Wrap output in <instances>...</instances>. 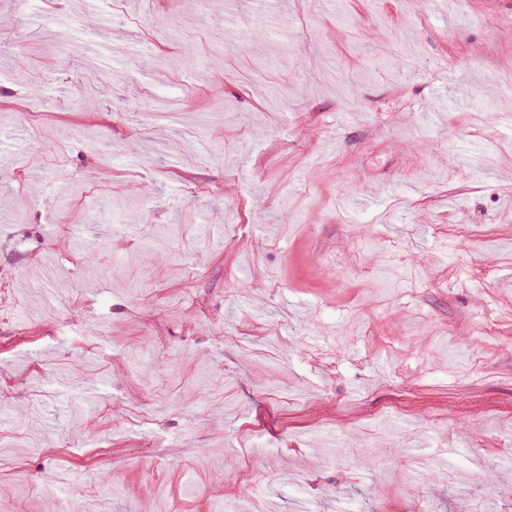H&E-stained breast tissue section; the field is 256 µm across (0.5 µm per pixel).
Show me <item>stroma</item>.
Masks as SVG:
<instances>
[{
    "mask_svg": "<svg viewBox=\"0 0 512 512\" xmlns=\"http://www.w3.org/2000/svg\"><path fill=\"white\" fill-rule=\"evenodd\" d=\"M503 15L0 0V503L512 512Z\"/></svg>",
    "mask_w": 512,
    "mask_h": 512,
    "instance_id": "obj_1",
    "label": "stroma"
}]
</instances>
